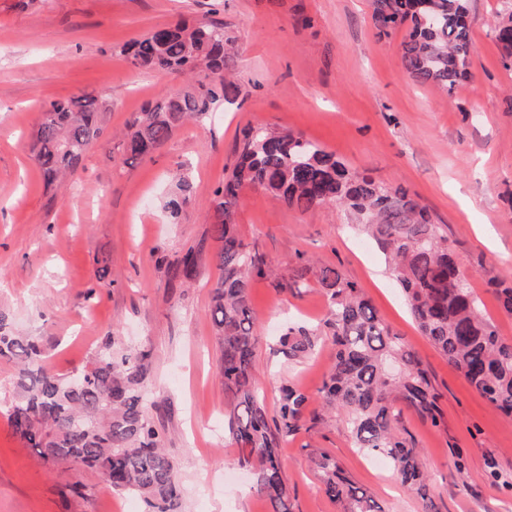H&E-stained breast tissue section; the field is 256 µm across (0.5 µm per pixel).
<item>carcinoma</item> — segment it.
I'll use <instances>...</instances> for the list:
<instances>
[{
    "label": "carcinoma",
    "instance_id": "obj_1",
    "mask_svg": "<svg viewBox=\"0 0 512 512\" xmlns=\"http://www.w3.org/2000/svg\"><path fill=\"white\" fill-rule=\"evenodd\" d=\"M468 2L372 0V21L378 34L386 36L409 25L401 42L405 69L414 79L450 93L467 79L474 51ZM493 32L504 60L512 62V12L499 19ZM231 49L224 25L206 19L178 20L124 45L122 55L138 68L180 72L202 66L213 75L193 92L168 91L136 113L123 141L124 154L146 157L182 123L205 121L217 100L232 102V82L224 76ZM99 132L95 97L50 103L40 114L33 141L45 185L55 186L74 173ZM246 188L302 212L336 205L349 213L391 264L422 334L471 387L512 417V340L502 338L484 316L458 256L426 210L405 190L351 171L314 141L288 130L247 126L235 167L210 199L220 275L209 311L220 348L228 433L238 447L240 465L252 472V490L270 503L272 512H292L291 491L280 469L279 436L300 428L307 396L293 385L284 387L272 426L256 390L250 278L264 275V266L256 248L237 231L236 213ZM188 191L183 177L166 203L172 217L180 213ZM321 285L330 305L326 327L336 346L323 383L324 404L348 417L356 447L390 459L402 484L430 512L421 451L397 427L404 407L435 427L443 424L430 376L357 284L335 269H324ZM488 285L502 311L512 315V277H494ZM319 336L316 329L290 326L279 337L280 352L291 361L306 358ZM0 360L18 366L16 395L7 407L10 425L41 463L62 473L91 470L113 489L138 496L143 512H182L178 467L144 398L151 371L148 353L119 355L108 336L88 366L61 376L47 363L38 340L21 333L10 313L0 308ZM315 462L325 493L344 512H383L336 460L321 454Z\"/></svg>",
    "mask_w": 512,
    "mask_h": 512
}]
</instances>
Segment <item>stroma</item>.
I'll return each instance as SVG.
<instances>
[{"label": "stroma", "instance_id": "35a3bbf8", "mask_svg": "<svg viewBox=\"0 0 512 512\" xmlns=\"http://www.w3.org/2000/svg\"><path fill=\"white\" fill-rule=\"evenodd\" d=\"M510 8L512 0H469L471 77L447 95L410 77L402 33L378 35L371 0H0V304L63 375L85 366L110 334L125 352L150 353L145 394L178 466L185 512H271L251 491L227 432L209 314L219 275L209 201L236 163L245 126L291 130L408 191L447 235L486 317L512 340V315L487 285L512 271V68L491 31L496 13ZM181 16L223 24L234 44V101L217 103L205 122L183 123L151 155L127 160L123 135L135 112L207 79L202 68L191 80L146 71L120 52ZM83 93L96 97L103 132L76 174L46 189L31 152L38 114ZM177 172L187 174L192 195L173 219L165 202ZM236 222L266 261L251 286L257 387L269 420L278 417L283 386L309 397L299 430L280 438L294 512H342L323 490L319 452L384 512H423L392 463L356 448L345 415L325 408L332 341L299 361L279 350L285 324L320 328L328 319L325 268L363 289L431 377L443 426L406 409L400 427L421 450L432 512H512V418L422 335L383 255L345 213L301 212L246 189ZM190 250L200 261L189 281L180 260ZM308 263L302 287L296 272ZM16 377L14 363L0 361V512H143L138 497L90 471L79 474L84 496H74L68 475L37 460L7 420Z\"/></svg>", "mask_w": 512, "mask_h": 512}]
</instances>
